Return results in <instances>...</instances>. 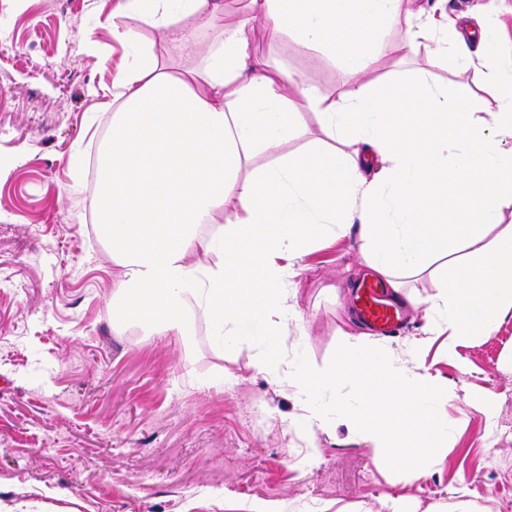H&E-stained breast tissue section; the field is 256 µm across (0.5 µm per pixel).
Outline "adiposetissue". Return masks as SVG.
Instances as JSON below:
<instances>
[{
  "instance_id": "ef3b65f1",
  "label": "adipose tissue",
  "mask_w": 512,
  "mask_h": 512,
  "mask_svg": "<svg viewBox=\"0 0 512 512\" xmlns=\"http://www.w3.org/2000/svg\"><path fill=\"white\" fill-rule=\"evenodd\" d=\"M250 5L249 21L232 28L223 0H119L112 12L113 38L135 42L120 19L136 11L190 65L175 76L152 52L137 53L100 104L112 127L97 158L96 222L122 268L111 310L185 336L200 309L217 339L261 346L255 369L303 397V431L352 423L420 476L448 442V402L487 408L492 398L458 393L350 331L328 365L288 364L280 344L299 318L288 299L309 245L355 225L364 262L395 294L429 260L446 261L428 310L447 356L512 312V66L497 57L500 28L450 14L447 0L418 10L403 0ZM253 21L270 38L338 58L350 81L321 96L303 75L253 55ZM399 23L404 38L387 47ZM200 29L217 32L202 58ZM423 46L460 72L483 66L498 87L496 111L462 79L364 81L387 50ZM311 114L324 141L284 152ZM260 153L269 164L251 169ZM199 251L219 253L217 267L191 262Z\"/></svg>"
}]
</instances>
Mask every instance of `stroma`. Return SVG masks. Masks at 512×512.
I'll use <instances>...</instances> for the list:
<instances>
[{
	"mask_svg": "<svg viewBox=\"0 0 512 512\" xmlns=\"http://www.w3.org/2000/svg\"><path fill=\"white\" fill-rule=\"evenodd\" d=\"M115 0H0V512H446L458 494L512 512V314L450 361L424 309L383 344L409 368L493 397L491 413L450 401L441 458L413 478L346 424L307 434L294 389L257 374L259 347L218 348L196 315L190 335L115 323L121 269L96 233L89 178L112 115L98 105L127 57ZM252 51L336 93L338 61L252 29ZM455 77L426 50L386 57L380 77ZM356 233L313 243L291 302L289 362L339 351L349 286L369 275Z\"/></svg>",
	"mask_w": 512,
	"mask_h": 512,
	"instance_id": "1",
	"label": "stroma"
}]
</instances>
